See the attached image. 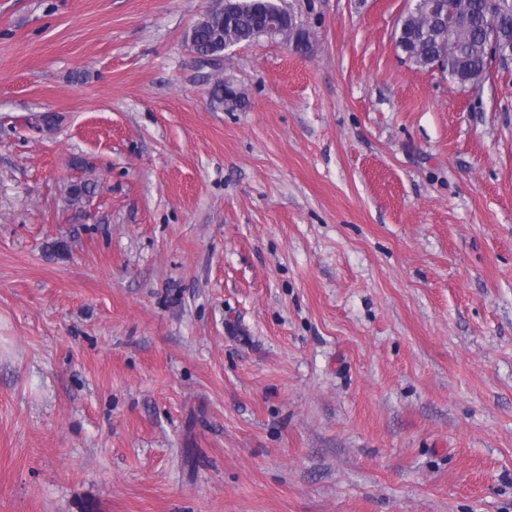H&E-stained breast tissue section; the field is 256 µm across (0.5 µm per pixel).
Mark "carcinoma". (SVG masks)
I'll list each match as a JSON object with an SVG mask.
<instances>
[{"mask_svg":"<svg viewBox=\"0 0 512 512\" xmlns=\"http://www.w3.org/2000/svg\"><path fill=\"white\" fill-rule=\"evenodd\" d=\"M460 19L454 40L441 42L430 35L432 17L416 12L401 20L397 47L416 67L429 70L439 56L446 58L458 85L476 89L488 76L490 60L486 53L485 0H449ZM288 22L284 0H238L232 16L219 8L211 9L191 29L189 40L196 49L208 50L217 38L231 45L251 42L264 36L266 24ZM498 38L504 49L512 52V0H504L498 22Z\"/></svg>","mask_w":512,"mask_h":512,"instance_id":"obj_1","label":"carcinoma"}]
</instances>
